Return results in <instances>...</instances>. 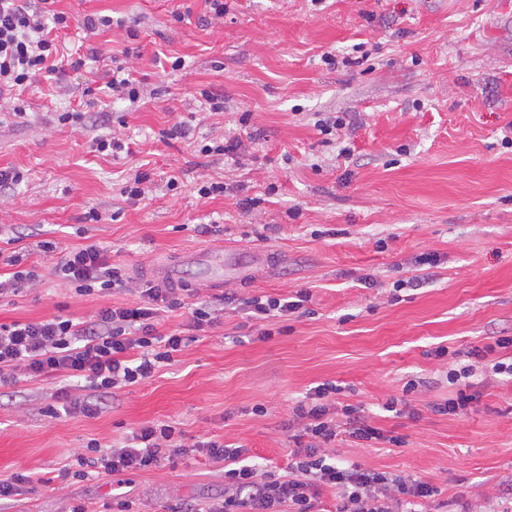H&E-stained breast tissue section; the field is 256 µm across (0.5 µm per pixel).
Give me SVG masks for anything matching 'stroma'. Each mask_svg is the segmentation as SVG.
Wrapping results in <instances>:
<instances>
[{"mask_svg": "<svg viewBox=\"0 0 512 512\" xmlns=\"http://www.w3.org/2000/svg\"><path fill=\"white\" fill-rule=\"evenodd\" d=\"M224 3L217 22L207 0H58L72 19L60 33L66 95L41 78L20 93L18 113H0V168L25 175L0 193V237L37 275L0 300V323L83 321L139 303L121 290L75 295L57 275L67 252L88 244L137 282L154 264L180 261L181 285L231 300L205 336L106 398L96 416L47 415L53 380L1 391L0 481H32L0 500V512H199L223 497L224 465L192 444L242 446L258 471L285 474L290 408L324 382L402 439L343 441L338 458L437 487L426 512H453L457 495L472 512H502L512 505V378L477 371L466 412L431 406L457 392L437 347L464 353L512 336V0ZM88 14L125 25L90 33L80 26ZM92 46L99 59L87 58ZM328 53L351 63L326 65ZM117 65L146 84L137 106L85 93ZM204 88L223 94L224 111L204 110ZM73 105L88 121L59 124ZM104 109L110 123L93 124ZM321 113L342 117L344 129L321 134ZM177 120L190 135L158 140ZM112 134L131 156L92 152L94 138ZM229 137L243 142L238 160L202 154ZM141 165L149 198L134 202L122 188ZM204 180L224 183L225 194L199 198ZM251 198L257 207L243 209ZM91 207L101 219L83 223ZM44 241L53 252L40 250ZM205 247L227 261L215 288L186 260ZM428 254L436 264L417 265ZM414 275L421 286L398 287ZM302 289L310 315L258 323L243 310L248 297ZM411 380L419 387L408 412L387 411ZM159 420L177 424L186 453L149 471L76 477L90 440L119 444Z\"/></svg>", "mask_w": 512, "mask_h": 512, "instance_id": "obj_1", "label": "stroma"}]
</instances>
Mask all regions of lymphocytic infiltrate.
<instances>
[{
	"instance_id": "f902f5d3",
	"label": "lymphocytic infiltrate",
	"mask_w": 512,
	"mask_h": 512,
	"mask_svg": "<svg viewBox=\"0 0 512 512\" xmlns=\"http://www.w3.org/2000/svg\"><path fill=\"white\" fill-rule=\"evenodd\" d=\"M56 0H0V111L10 110L14 90L29 86L42 73L58 74L63 61L58 56L59 30L68 28V16L55 8ZM76 294L84 296L126 286L121 270L108 253L90 244L72 249L60 267ZM142 301L134 306L111 305L90 320L73 322L55 316L35 322L0 323V387L23 378L63 380L56 399L66 414L91 417L98 414L102 397L141 383L156 369L173 361L190 339L181 331H161L160 311L189 308L190 326L202 331L217 324L220 310L213 302L185 303L177 288H144ZM310 300L308 292L297 291L293 299L257 295L245 305L252 317L288 318ZM512 351V336L473 347L469 365L449 369V383L458 385L456 397L433 404L441 414H455L472 400L463 385L482 365L495 374L512 376V362L496 359L499 351ZM84 383L88 397H72L69 382ZM338 386L322 384L292 408L291 421L299 432L286 475L258 473L244 464L243 449L209 440L198 442L196 451L224 464V496L207 512H325L320 500L323 489L338 496L336 512H422L424 503L436 495L433 485L410 478L388 477L337 458L335 445L342 438L357 444L384 440L381 428L347 404L341 411L345 424L330 415V397ZM95 451V468L119 475L160 467L165 460L184 453L186 447L173 425L162 422L142 426L128 443Z\"/></svg>"
}]
</instances>
